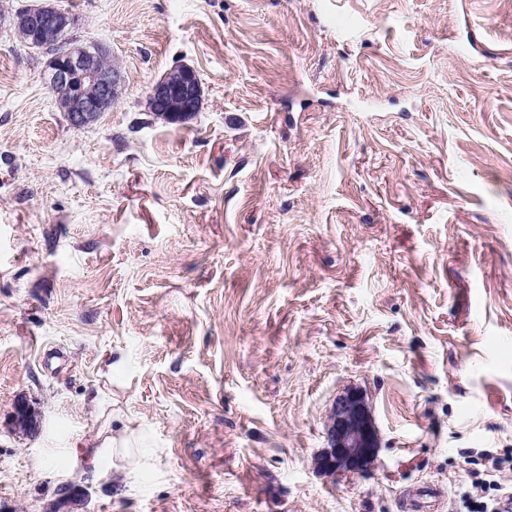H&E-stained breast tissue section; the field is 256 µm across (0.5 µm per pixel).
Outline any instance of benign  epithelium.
<instances>
[{
    "label": "benign epithelium",
    "instance_id": "1",
    "mask_svg": "<svg viewBox=\"0 0 512 512\" xmlns=\"http://www.w3.org/2000/svg\"><path fill=\"white\" fill-rule=\"evenodd\" d=\"M29 45L51 51L47 62L50 84L57 100L65 105L72 125L84 127L107 111L117 97L123 76L118 67L107 66L101 49L90 50L72 39L58 42L57 35L76 27L73 14L53 4L25 11ZM202 104L197 72L178 65L157 80L148 92V109L173 125L192 118ZM326 447L315 459L316 468L332 476L364 473L374 463L379 438L365 396L349 389L333 403L326 426Z\"/></svg>",
    "mask_w": 512,
    "mask_h": 512
}]
</instances>
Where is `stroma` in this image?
<instances>
[{
  "instance_id": "1",
  "label": "stroma",
  "mask_w": 512,
  "mask_h": 512,
  "mask_svg": "<svg viewBox=\"0 0 512 512\" xmlns=\"http://www.w3.org/2000/svg\"><path fill=\"white\" fill-rule=\"evenodd\" d=\"M39 2L0 0V512H449L512 452V0H58L124 75L83 128L9 22ZM350 387L377 459L328 477ZM201 104V81L197 72L187 65L171 68L148 92L149 111L173 125L195 116ZM141 437V426L136 420L123 417L121 428L118 431L104 430L99 435V454L108 455L117 467L129 471H136L142 463L136 454L138 441Z\"/></svg>"
}]
</instances>
